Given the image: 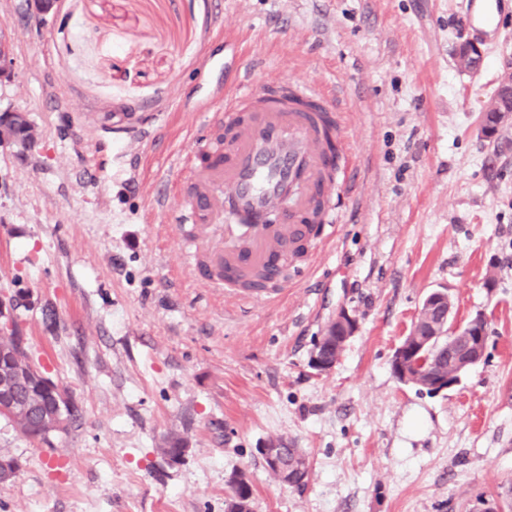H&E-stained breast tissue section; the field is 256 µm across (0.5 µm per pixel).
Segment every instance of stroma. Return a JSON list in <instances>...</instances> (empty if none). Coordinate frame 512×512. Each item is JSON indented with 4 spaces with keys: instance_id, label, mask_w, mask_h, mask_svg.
Listing matches in <instances>:
<instances>
[{
    "instance_id": "35a3bbf8",
    "label": "stroma",
    "mask_w": 512,
    "mask_h": 512,
    "mask_svg": "<svg viewBox=\"0 0 512 512\" xmlns=\"http://www.w3.org/2000/svg\"><path fill=\"white\" fill-rule=\"evenodd\" d=\"M461 0H0L13 59L0 113L26 114L28 152L0 145V297L12 331L80 410L49 441L0 417L17 479L0 512H224L245 473L252 512H512V130L480 117L512 73V0L473 38ZM331 88L351 173L338 222L272 301L191 272L176 206L155 180L208 137L197 105L233 81ZM462 324L483 314V360L436 395L398 381L396 348L427 293ZM358 329L334 370L309 355L340 309ZM188 440L180 463L162 438ZM300 448L299 486L269 475V438ZM483 51L480 46L467 40L458 41L453 49V59L462 72H473L483 61Z\"/></svg>"
}]
</instances>
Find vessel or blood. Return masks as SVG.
I'll list each match as a JSON object with an SVG mask.
<instances>
[{
	"mask_svg": "<svg viewBox=\"0 0 512 512\" xmlns=\"http://www.w3.org/2000/svg\"><path fill=\"white\" fill-rule=\"evenodd\" d=\"M503 0H466L465 26L488 36L500 23ZM200 111L222 129L201 148L182 154L169 183L180 192L176 221L189 225L195 272L213 288L243 295L259 276L270 286L284 275L311 224L336 221L333 193L339 171L326 146L336 128L334 94L279 81L241 92L226 89L224 105L203 99ZM282 215L279 224L268 214Z\"/></svg>",
	"mask_w": 512,
	"mask_h": 512,
	"instance_id": "obj_1",
	"label": "vessel or blood"
}]
</instances>
